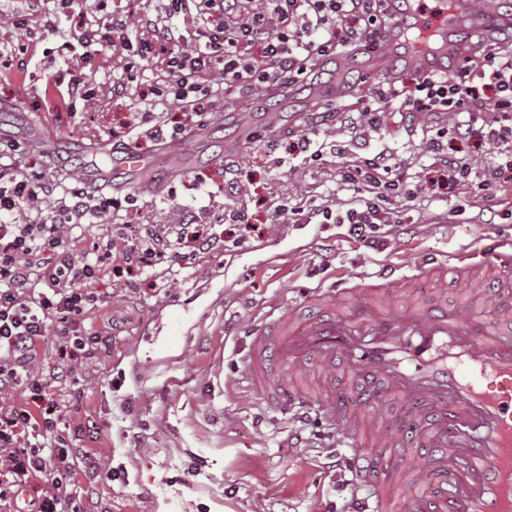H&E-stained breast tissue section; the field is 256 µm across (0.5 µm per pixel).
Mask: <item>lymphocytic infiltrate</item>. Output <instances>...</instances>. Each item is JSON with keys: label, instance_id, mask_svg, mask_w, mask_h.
<instances>
[{"label": "lymphocytic infiltrate", "instance_id": "lymphocytic-infiltrate-1", "mask_svg": "<svg viewBox=\"0 0 512 512\" xmlns=\"http://www.w3.org/2000/svg\"><path fill=\"white\" fill-rule=\"evenodd\" d=\"M389 6V0H168L169 12L201 20L203 29L188 38L153 19L140 23L165 53L170 80L160 96L182 101L183 124L195 127L211 108L212 74H219L225 90L243 88L255 96L273 85L312 79L316 60L352 46L380 47ZM384 98L402 100L411 123L447 113L457 136L491 146L488 165L474 170L448 152L444 130L429 141L434 163L467 182L475 200L492 201L512 187V58L496 42L465 56L453 74H421L412 90L391 85ZM404 167L384 152L354 161L341 175L350 208L336 216L316 206L296 213L350 225L366 247L383 249L387 227L398 221L388 198L408 192ZM368 189L373 198H365ZM108 203L106 195L81 185L56 194L39 177L0 167V216L22 208L34 214L22 224L0 223V512H20L19 493L42 477L47 486L36 512H87L70 486L88 459L56 433L60 407L43 403L42 380L29 368L47 326H54L60 351L94 357L109 349L111 335L84 330L103 305L92 282L109 270L132 288L143 272L183 259L154 224L121 225L105 243L86 247L79 230L111 217ZM21 385L31 401L9 399Z\"/></svg>", "mask_w": 512, "mask_h": 512}]
</instances>
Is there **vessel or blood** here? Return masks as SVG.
<instances>
[{
    "instance_id": "1",
    "label": "vessel or blood",
    "mask_w": 512,
    "mask_h": 512,
    "mask_svg": "<svg viewBox=\"0 0 512 512\" xmlns=\"http://www.w3.org/2000/svg\"><path fill=\"white\" fill-rule=\"evenodd\" d=\"M444 23L435 25L429 43L400 42L385 32L383 44L367 52L373 74L386 73L390 53L405 45L408 65L434 73L448 70L452 45L448 33L463 16L477 19L484 36L502 22L489 0H463L449 7L439 0ZM115 171L131 176L146 162L131 153L112 158ZM493 280L498 317L512 320V247L496 252ZM311 303L329 314L301 320L294 305L280 306L270 321L248 336L244 378L277 408L316 409L336 428L341 442L362 440L368 448H392L395 437L379 413L391 398L412 399V447L429 452L413 464V476L426 483L423 493L402 498L395 492L398 473L384 461L354 455L349 464L371 495L370 512H512V335L478 323L463 322L447 306L399 301L384 307L353 306L333 313L336 297L315 293ZM316 356L327 369L344 364L368 387L360 406L336 407V386L325 380L320 393L304 384L307 359ZM288 376L273 380L276 366Z\"/></svg>"
}]
</instances>
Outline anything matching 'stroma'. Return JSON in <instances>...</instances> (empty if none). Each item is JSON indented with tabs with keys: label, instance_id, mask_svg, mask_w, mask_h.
I'll return each instance as SVG.
<instances>
[{
	"label": "stroma",
	"instance_id": "stroma-1",
	"mask_svg": "<svg viewBox=\"0 0 512 512\" xmlns=\"http://www.w3.org/2000/svg\"><path fill=\"white\" fill-rule=\"evenodd\" d=\"M166 0H28L0 13V140L21 142L17 169L48 183L68 184V169L53 167L32 138L50 136L55 146L103 163L109 148L134 143L151 163L145 178L153 189L128 187L138 207L121 220L86 225L87 243L111 235L117 223L157 224L176 239L187 259L138 288H122L110 277L95 285L110 297L107 309L86 321L88 331L114 320L108 351L82 359L71 375L52 380L46 395L62 406L60 429L74 447L98 464L99 474L77 471L73 491L92 494L93 512H343L353 498H367L357 474L345 461L324 419L299 423L253 392L243 362L250 326L272 319L277 306L306 303L316 291L341 282L361 284L358 303L380 306L391 299H427L445 294L448 307L463 321H492L495 292L482 279L461 273L458 257L490 264L497 247L512 242V214H479L468 207L469 186L443 177L426 149L436 123L408 124L399 102L385 105L380 130L363 131L347 123L363 100L383 86L411 88L419 73L399 64L380 78L352 72L350 93L310 105L305 94L291 95L300 120L282 112L280 94L267 103L278 113L270 127L250 103V93H216L207 121L183 137L181 167H172L166 139L182 122L176 101L156 105L162 135L151 132L144 99L163 85L168 73L161 58L138 60L139 73L124 98L99 96L121 77L128 61L121 49L93 54L81 39L82 27L100 29L115 13L156 16ZM96 94L85 97L74 82ZM250 115L256 136L243 140L228 113ZM323 145L319 160L297 159L301 139ZM340 139L347 156L327 150ZM388 151L404 160L408 172L426 188L411 199L395 198L407 240L391 235L374 251L349 233L345 224H308L298 215L272 221L282 202L344 207L349 197L340 173L350 161ZM239 182L227 194L225 178ZM244 212L255 230L240 239L231 215ZM187 224L206 225L209 234L231 243L202 254L183 237ZM447 267L445 278L428 276L433 264ZM393 272L398 290L368 288L380 270ZM303 431L307 444L291 447L288 438Z\"/></svg>",
	"mask_w": 512,
	"mask_h": 512
}]
</instances>
